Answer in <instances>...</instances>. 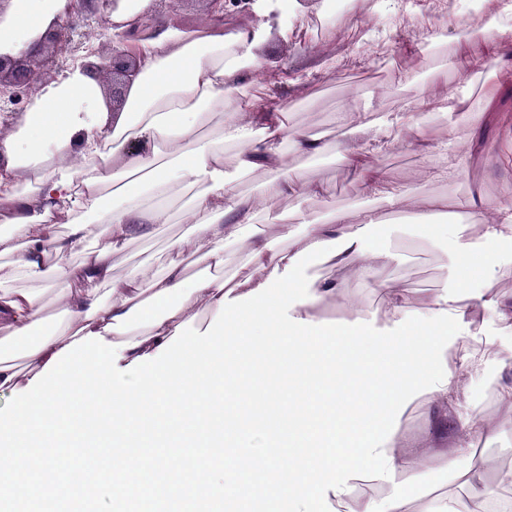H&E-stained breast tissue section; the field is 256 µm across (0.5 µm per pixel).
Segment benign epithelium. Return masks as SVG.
<instances>
[{"label": "benign epithelium", "mask_w": 512, "mask_h": 512, "mask_svg": "<svg viewBox=\"0 0 512 512\" xmlns=\"http://www.w3.org/2000/svg\"><path fill=\"white\" fill-rule=\"evenodd\" d=\"M112 4L113 0H71L28 52L18 58L0 55L1 126L10 125L24 94L56 78L85 54L96 52L87 38V28L92 24L102 25L101 38L120 45L140 36L138 30L123 35L112 33V26L107 23ZM138 67L137 60L123 48L108 57H99V63L93 66L94 77L105 85L112 84V105L125 100L129 77Z\"/></svg>", "instance_id": "obj_1"}]
</instances>
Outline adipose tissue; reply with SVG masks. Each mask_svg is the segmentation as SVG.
Segmentation results:
<instances>
[{
  "label": "adipose tissue",
  "mask_w": 512,
  "mask_h": 512,
  "mask_svg": "<svg viewBox=\"0 0 512 512\" xmlns=\"http://www.w3.org/2000/svg\"><path fill=\"white\" fill-rule=\"evenodd\" d=\"M66 6L67 0H9L0 22V54L27 51ZM154 9L155 0H117L110 14L113 24L124 29L136 22L152 24L148 37L131 44L142 64L121 111H111L101 83L78 63L40 85L0 137L6 171L28 176L23 183L0 184V223L5 226L0 256L14 258L17 270L33 284L29 290L0 285V325L8 330L0 337V391L17 392L22 371L41 372L54 354L92 332L111 342H129L120 360L124 366L156 353L179 324L218 310L228 291L222 276L227 246L246 254L235 278L247 292L266 282L274 268L289 265L294 255L290 247L272 249L239 198L235 176L224 170V147L236 145L240 171L265 173L263 192L273 201L295 191L300 181L299 171L283 164L285 143H295L309 159L326 150L321 136L289 124L282 106L248 97L250 78L262 70L256 49L263 28L228 32L223 24L211 23L183 31L156 21ZM216 112L226 116L220 137H201L200 129ZM64 156L72 162L62 167L57 160ZM341 161L387 208L407 206V194L385 190L381 172L363 153L344 150ZM172 180L193 189L182 219L211 274L188 275L174 260L158 274L139 271L114 278L112 256L129 231L148 237L154 225L171 221L164 205L141 202L139 188ZM106 190L113 203L104 202ZM493 210V218L481 222V239L470 237L465 226L450 225L454 272L450 285L438 288L430 312L462 313L448 288L463 281L469 265H478L484 292L493 290L498 263L482 243L512 241V200L495 202ZM377 218L372 210L354 220L336 210L321 218L302 213L297 221L305 227L304 244L310 245L356 232ZM60 224L65 233L57 232ZM103 224L109 227L105 236L99 231ZM390 262L384 255L360 253L355 243L336 257L337 266H355L371 277L388 325L408 309L381 277ZM55 286L62 289V311L48 328L41 297ZM493 365L505 378L496 391L497 412L489 416L470 400L468 390ZM451 372L448 383L427 394L426 402L433 431L452 429L453 444L424 450L413 472L423 474L465 458L471 459V470L454 480L453 491L431 493L395 512H512V498L487 480L472 440L477 433L490 441L504 428L512 429V360L493 337L473 331Z\"/></svg>",
  "instance_id": "obj_1"
}]
</instances>
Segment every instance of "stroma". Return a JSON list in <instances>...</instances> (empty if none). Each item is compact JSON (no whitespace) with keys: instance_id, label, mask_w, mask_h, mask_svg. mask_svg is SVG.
Masks as SVG:
<instances>
[{"instance_id":"obj_1","label":"stroma","mask_w":512,"mask_h":512,"mask_svg":"<svg viewBox=\"0 0 512 512\" xmlns=\"http://www.w3.org/2000/svg\"><path fill=\"white\" fill-rule=\"evenodd\" d=\"M323 7L324 0H304L288 36L271 30L257 48L266 79L254 86V94L290 105V123L323 136L327 143L325 154L316 161L300 155L293 145L283 148L286 165L300 171L305 185L320 187V196L294 192L271 205L263 196L262 175L240 176L237 190L270 244L278 245L284 220L299 211L322 216L332 209L375 208L385 224L409 221L408 212L382 208L357 176L339 163L337 154L344 148L363 152L390 187L406 191L416 201L467 196L490 204L512 197V84L500 85L493 103L475 122L463 107L481 100L490 74L485 69L467 75L459 71L462 57L483 54L486 35L500 24L497 16L451 11L438 19L433 0H415L401 27L395 28L381 13L327 14ZM401 67L414 70L415 81L396 79ZM418 83L434 97L454 96L459 108L430 112L420 124L390 126L375 136L359 132L351 123L337 129V117L352 106L361 110L369 105L382 115L401 112ZM451 135L466 142L464 154L456 160L460 175L453 181L433 178L432 169L444 161L441 146ZM187 231L176 215L150 239L130 234L112 258L114 275L142 267L159 271L172 257L168 242ZM388 248L402 259L385 268L387 286L398 289L411 309L428 308L444 267L451 263L450 254L428 238L405 231L394 232ZM307 273L336 278L345 297L369 310L377 306L357 268L341 270L319 260Z\"/></svg>"}]
</instances>
